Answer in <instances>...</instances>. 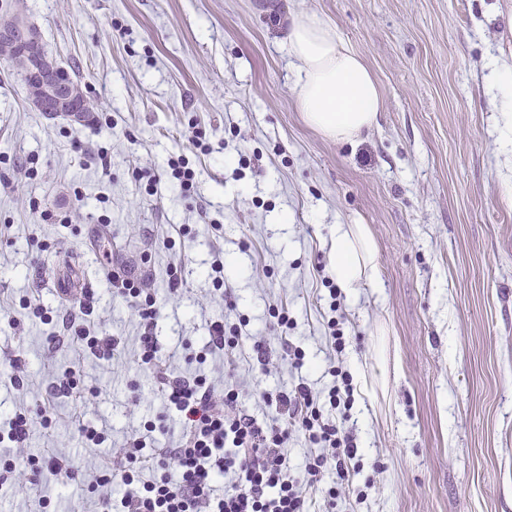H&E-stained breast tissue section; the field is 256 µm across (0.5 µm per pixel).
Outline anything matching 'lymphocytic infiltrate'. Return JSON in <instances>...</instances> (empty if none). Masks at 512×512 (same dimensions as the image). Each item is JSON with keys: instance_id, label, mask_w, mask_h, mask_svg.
<instances>
[{"instance_id": "lymphocytic-infiltrate-1", "label": "lymphocytic infiltrate", "mask_w": 512, "mask_h": 512, "mask_svg": "<svg viewBox=\"0 0 512 512\" xmlns=\"http://www.w3.org/2000/svg\"><path fill=\"white\" fill-rule=\"evenodd\" d=\"M112 286L118 296L137 300L144 325L140 357L143 363H151L160 350L158 310L152 297L128 278L113 276ZM158 381L173 420L185 430L184 439L177 447L151 455L140 439L114 449L113 466L122 474L125 491L116 503L103 498L106 512H310L313 501L307 491L322 480L325 471L336 474L327 491L332 499L351 486L361 469L356 437L348 426L354 389L346 372H338L336 382L323 395L304 381L263 393L265 406L277 418L270 427L242 409L237 390L215 394L202 377L185 380L162 375ZM295 432L302 433L310 448L300 473L290 469L282 452ZM149 460L158 479L136 485L137 470ZM173 463L181 471L176 484L166 475ZM227 474L239 480L235 493L214 496L213 483Z\"/></svg>"}]
</instances>
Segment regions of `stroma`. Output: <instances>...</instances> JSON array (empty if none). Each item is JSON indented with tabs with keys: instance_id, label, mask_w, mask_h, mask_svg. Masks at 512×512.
Instances as JSON below:
<instances>
[{
	"instance_id": "obj_1",
	"label": "stroma",
	"mask_w": 512,
	"mask_h": 512,
	"mask_svg": "<svg viewBox=\"0 0 512 512\" xmlns=\"http://www.w3.org/2000/svg\"><path fill=\"white\" fill-rule=\"evenodd\" d=\"M17 10L97 106L83 124L46 118L0 60V430L29 408L17 468L64 459L27 489L0 484V512H102L89 485L110 448L166 413L157 369L237 389L268 422L262 392L303 379L326 393L335 366L352 377L364 463L335 512H512V131L493 77L512 70V0H0V16ZM312 13L380 88L377 125L352 142L296 105L288 26ZM181 158L189 198L165 178ZM340 224L367 226L378 282L334 299ZM217 259L232 312L209 277ZM113 272L156 298L157 364L138 357L140 319ZM58 277L95 290L112 360L50 350L67 334ZM276 305L296 324L301 368L277 356L260 370L245 344L196 363L223 315L275 339ZM332 317L353 335L340 356ZM68 368L82 398L44 402ZM88 425L104 443L84 446Z\"/></svg>"
}]
</instances>
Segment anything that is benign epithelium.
I'll return each instance as SVG.
<instances>
[{
	"label": "benign epithelium",
	"instance_id": "7a95c632",
	"mask_svg": "<svg viewBox=\"0 0 512 512\" xmlns=\"http://www.w3.org/2000/svg\"><path fill=\"white\" fill-rule=\"evenodd\" d=\"M14 52L26 61L25 86L40 92L31 99L36 111L74 120L84 117L80 99L87 98V93L78 95L72 91L68 70L48 54L37 31L19 16L0 21V55Z\"/></svg>",
	"mask_w": 512,
	"mask_h": 512
}]
</instances>
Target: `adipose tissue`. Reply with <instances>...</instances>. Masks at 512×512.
<instances>
[{
    "label": "adipose tissue",
    "instance_id": "1",
    "mask_svg": "<svg viewBox=\"0 0 512 512\" xmlns=\"http://www.w3.org/2000/svg\"><path fill=\"white\" fill-rule=\"evenodd\" d=\"M288 49L296 62L297 104L308 126L332 140L351 142L376 125L381 110L376 80L332 25L315 14L293 21ZM332 250L336 283L343 291L377 282L365 225H337Z\"/></svg>",
    "mask_w": 512,
    "mask_h": 512
}]
</instances>
